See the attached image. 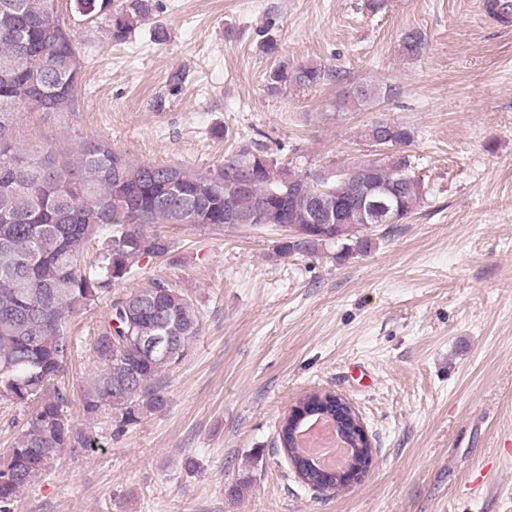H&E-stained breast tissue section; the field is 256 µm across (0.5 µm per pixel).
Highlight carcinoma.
<instances>
[{
  "label": "carcinoma",
  "instance_id": "obj_1",
  "mask_svg": "<svg viewBox=\"0 0 512 512\" xmlns=\"http://www.w3.org/2000/svg\"><path fill=\"white\" fill-rule=\"evenodd\" d=\"M48 0H0V399L34 404V411L6 456L0 458V512H17L20 496L52 469L61 455L95 447L92 429L76 423L69 397L55 380L75 341L70 320L100 300L109 309L92 341L99 373L81 395L82 414L94 419L110 407L118 430L167 405L156 385L159 373L181 363L201 329L192 300L163 278L112 296L117 284L135 279L150 264L168 260L171 242L159 224H200L224 230L244 218L259 224L296 225L279 255L315 256L363 218L357 185L366 181L392 193L409 215L423 202V187L402 147L413 130L392 124L385 134L398 147L379 160L365 155L341 168L334 184L343 225H315L306 217L319 204L317 178L296 173L269 156L259 143L224 156L208 170L134 162L103 138H84L68 153L17 143L27 112L77 110L86 60L73 34L60 27ZM78 9L105 19L112 41L123 43L151 11V0H77ZM490 11L512 20V0H490ZM401 53L416 58L427 49L418 29L401 38ZM328 77L322 67L299 62L270 69L266 88L277 93L313 86ZM378 95L370 84L352 88L345 101L366 103ZM144 336H162L144 355ZM303 411L281 422L278 443L302 484L336 492V474L302 457L296 433L308 415L336 418V402L312 390L299 399Z\"/></svg>",
  "mask_w": 512,
  "mask_h": 512
}]
</instances>
